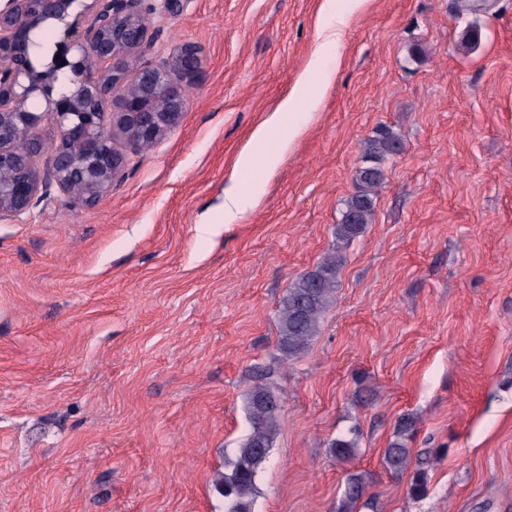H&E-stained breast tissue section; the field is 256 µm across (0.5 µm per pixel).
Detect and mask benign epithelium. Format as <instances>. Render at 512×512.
<instances>
[{"mask_svg":"<svg viewBox=\"0 0 512 512\" xmlns=\"http://www.w3.org/2000/svg\"><path fill=\"white\" fill-rule=\"evenodd\" d=\"M173 3L7 0L0 8V218L21 219L52 186L73 205L98 203L123 181L131 154L179 125L183 81L201 69L200 52L183 43L143 61L154 45L147 13L164 15ZM48 23L58 39L44 55L35 37ZM43 125L52 139L35 135Z\"/></svg>","mask_w":512,"mask_h":512,"instance_id":"benign-epithelium-1","label":"benign epithelium"}]
</instances>
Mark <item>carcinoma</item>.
Listing matches in <instances>:
<instances>
[{"label": "carcinoma", "instance_id": "1", "mask_svg": "<svg viewBox=\"0 0 512 512\" xmlns=\"http://www.w3.org/2000/svg\"><path fill=\"white\" fill-rule=\"evenodd\" d=\"M403 147L401 138L387 127H379L364 145L360 165L355 169V192L344 203L336 224L335 242L315 269L301 274L286 290L277 314L276 347L281 360L292 361L309 349L318 335L321 319L335 301L340 272L346 262V249L375 215L376 192L383 183L385 166ZM271 371L261 370L246 402L250 430L224 461V472L214 489L224 500V512H252L256 478L269 458L277 433L281 408L278 388ZM411 449L401 440L384 449L387 467L400 474L406 471ZM367 482L363 475L348 477L336 512H354L358 504L372 505L364 499ZM410 496L416 500L427 494L425 471L417 470L410 479Z\"/></svg>", "mask_w": 512, "mask_h": 512}]
</instances>
